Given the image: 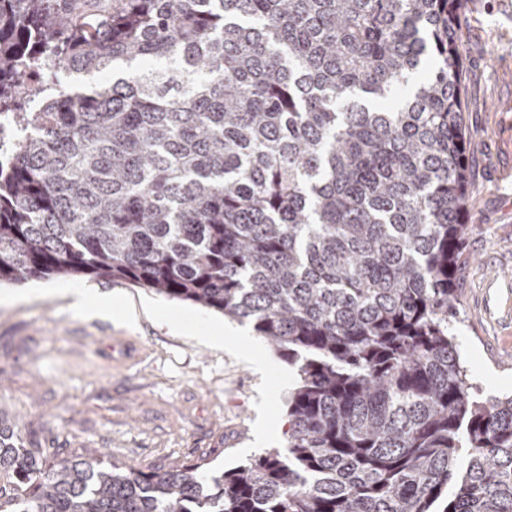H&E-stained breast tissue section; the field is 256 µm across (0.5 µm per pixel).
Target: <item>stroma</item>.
I'll list each match as a JSON object with an SVG mask.
<instances>
[{"label":"stroma","instance_id":"35a3bbf8","mask_svg":"<svg viewBox=\"0 0 512 512\" xmlns=\"http://www.w3.org/2000/svg\"><path fill=\"white\" fill-rule=\"evenodd\" d=\"M458 50L473 190L455 340L478 400L512 394V0H465ZM4 285L0 421L23 445L99 453L149 471L232 468L288 446L295 370L250 324L119 280ZM64 288L119 295L112 314L69 309Z\"/></svg>","mask_w":512,"mask_h":512}]
</instances>
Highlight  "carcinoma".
<instances>
[{"label": "carcinoma", "instance_id": "cac0c4a2", "mask_svg": "<svg viewBox=\"0 0 512 512\" xmlns=\"http://www.w3.org/2000/svg\"><path fill=\"white\" fill-rule=\"evenodd\" d=\"M462 7L0 0V284L125 281L252 324L297 374L288 452L223 471L1 425L0 512H512V396L473 398L452 329Z\"/></svg>", "mask_w": 512, "mask_h": 512}]
</instances>
